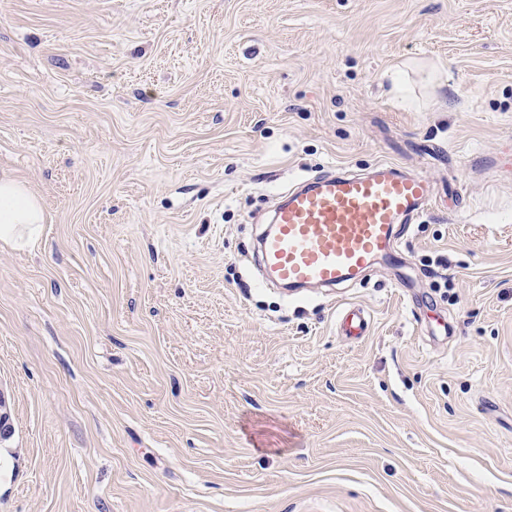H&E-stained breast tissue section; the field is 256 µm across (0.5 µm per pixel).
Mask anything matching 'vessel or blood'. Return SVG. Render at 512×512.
<instances>
[{
  "mask_svg": "<svg viewBox=\"0 0 512 512\" xmlns=\"http://www.w3.org/2000/svg\"><path fill=\"white\" fill-rule=\"evenodd\" d=\"M436 203L424 175L380 162L363 173L339 171L286 190L259 250L266 280L291 288H337L381 260L397 263L401 225ZM346 335H366L359 308L341 318Z\"/></svg>",
  "mask_w": 512,
  "mask_h": 512,
  "instance_id": "vessel-or-blood-1",
  "label": "vessel or blood"
}]
</instances>
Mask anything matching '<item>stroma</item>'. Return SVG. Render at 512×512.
Here are the masks:
<instances>
[{"label":"stroma","mask_w":512,"mask_h":512,"mask_svg":"<svg viewBox=\"0 0 512 512\" xmlns=\"http://www.w3.org/2000/svg\"><path fill=\"white\" fill-rule=\"evenodd\" d=\"M510 143L512 0H0V512H512ZM381 161L401 264L263 284L278 194ZM45 224L38 197L11 175H0V242L13 247L36 243ZM341 324L347 336H365L369 330L370 319L362 309L353 307L343 312Z\"/></svg>","instance_id":"1"}]
</instances>
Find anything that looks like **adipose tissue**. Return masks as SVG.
Instances as JSON below:
<instances>
[{
	"instance_id": "obj_1",
	"label": "adipose tissue",
	"mask_w": 512,
	"mask_h": 512,
	"mask_svg": "<svg viewBox=\"0 0 512 512\" xmlns=\"http://www.w3.org/2000/svg\"><path fill=\"white\" fill-rule=\"evenodd\" d=\"M45 211L38 197L11 175H0V242L22 248L42 234Z\"/></svg>"
}]
</instances>
